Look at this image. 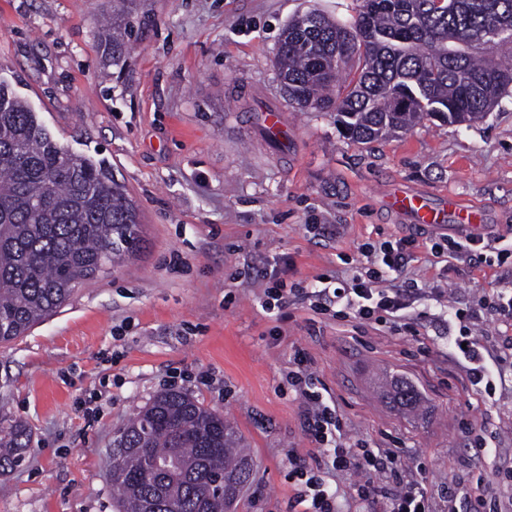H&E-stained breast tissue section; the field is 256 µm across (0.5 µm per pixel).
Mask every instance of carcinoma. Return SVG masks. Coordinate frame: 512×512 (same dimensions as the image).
<instances>
[{
	"label": "carcinoma",
	"mask_w": 512,
	"mask_h": 512,
	"mask_svg": "<svg viewBox=\"0 0 512 512\" xmlns=\"http://www.w3.org/2000/svg\"><path fill=\"white\" fill-rule=\"evenodd\" d=\"M101 34L112 64L135 35V0ZM277 67L289 104L336 109L343 132L370 143L423 119L470 124L512 94V0H362L351 20L317 9L283 29ZM409 104L397 108L398 99ZM141 241L135 203L101 161L49 134L26 99L0 82V343L56 313L74 288L124 263ZM118 512H232L250 465L242 436L191 395L164 391L118 429ZM24 425L0 414V471L26 459ZM175 459L166 476L150 463ZM223 472V490L208 482Z\"/></svg>",
	"instance_id": "1"
}]
</instances>
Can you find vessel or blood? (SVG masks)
I'll return each mask as SVG.
<instances>
[{
  "instance_id": "obj_1",
  "label": "vessel or blood",
  "mask_w": 512,
  "mask_h": 512,
  "mask_svg": "<svg viewBox=\"0 0 512 512\" xmlns=\"http://www.w3.org/2000/svg\"><path fill=\"white\" fill-rule=\"evenodd\" d=\"M386 204L396 216L406 218L416 227L427 230H444L449 225V214H456L458 221L455 226L459 234H466L483 229L481 218L456 198H449L447 206H437L420 194L403 188L395 189L387 195Z\"/></svg>"
}]
</instances>
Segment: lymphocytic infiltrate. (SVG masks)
<instances>
[{
    "label": "lymphocytic infiltrate",
    "instance_id": "obj_1",
    "mask_svg": "<svg viewBox=\"0 0 512 512\" xmlns=\"http://www.w3.org/2000/svg\"><path fill=\"white\" fill-rule=\"evenodd\" d=\"M415 245V239L410 236L363 243L364 262L350 280L335 286L331 281L317 278L302 288L301 294L320 314L331 310L336 317L361 323L403 320L410 288L397 286L396 281L412 260ZM429 251L435 258L446 256L457 260L480 258L490 252L504 264L512 259V241L502 236L448 234L432 240ZM476 317V308L449 303L448 319L459 326V334L450 344L464 364L471 385L491 397L506 381L498 366L512 361V342L493 353L469 339V326ZM290 363L292 384L307 410L306 433L319 454L315 467L303 466L294 471L299 485L295 503L301 506L302 512H338L337 491L327 481L326 474L353 469L364 476L363 482L354 486L359 500L380 502L382 512H434L422 485L404 480L390 453L363 445L347 446L342 417L335 402L317 390L307 354L295 349ZM377 474L389 475L392 488L376 485L373 477Z\"/></svg>",
    "mask_w": 512,
    "mask_h": 512
}]
</instances>
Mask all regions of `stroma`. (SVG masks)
Wrapping results in <instances>:
<instances>
[{"label": "stroma", "instance_id": "obj_1", "mask_svg": "<svg viewBox=\"0 0 512 512\" xmlns=\"http://www.w3.org/2000/svg\"><path fill=\"white\" fill-rule=\"evenodd\" d=\"M360 0H135L137 38L112 65L95 19L112 0H0V79L70 151L105 161L142 213L140 250L85 281L26 336L0 344V412L30 433L22 466L0 474V512H117L115 433L160 392H186L242 435L252 475L235 512H291L295 465H315L305 407L288 384L303 349L349 444L390 451L436 512L449 492L489 482L512 500V386L467 380L448 345L459 327L434 289L473 304L512 289V265L426 260L425 235L383 206L393 186L451 193L512 232V95L472 125L423 121L388 139L343 138L332 112L293 109L275 48L311 9L342 21ZM281 112L283 136L263 115ZM327 225L324 235L307 232ZM416 235L417 333L260 305L262 269L285 283L350 279L362 243ZM409 380L416 407L387 400ZM494 453L475 457L477 435Z\"/></svg>", "mask_w": 512, "mask_h": 512}]
</instances>
